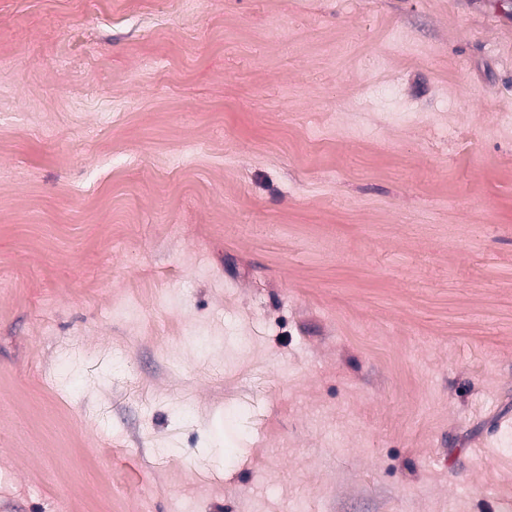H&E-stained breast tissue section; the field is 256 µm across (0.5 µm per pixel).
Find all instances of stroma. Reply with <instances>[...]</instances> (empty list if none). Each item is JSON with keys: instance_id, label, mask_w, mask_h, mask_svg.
<instances>
[{"instance_id": "obj_1", "label": "stroma", "mask_w": 512, "mask_h": 512, "mask_svg": "<svg viewBox=\"0 0 512 512\" xmlns=\"http://www.w3.org/2000/svg\"><path fill=\"white\" fill-rule=\"evenodd\" d=\"M512 0H0V512H504Z\"/></svg>"}]
</instances>
